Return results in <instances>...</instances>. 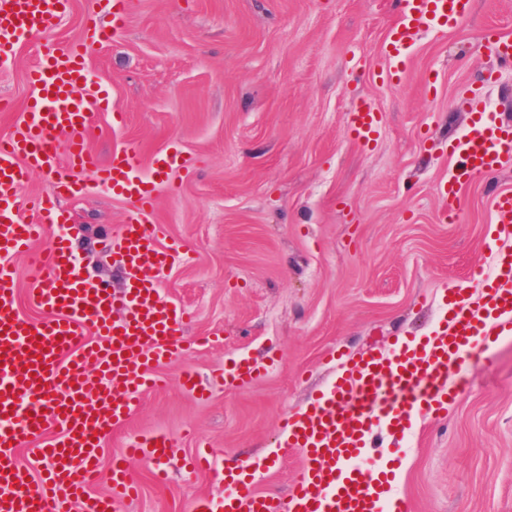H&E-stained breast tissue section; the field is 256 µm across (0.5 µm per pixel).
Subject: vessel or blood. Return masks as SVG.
Listing matches in <instances>:
<instances>
[{
  "label": "vessel or blood",
  "instance_id": "b4317fda",
  "mask_svg": "<svg viewBox=\"0 0 512 512\" xmlns=\"http://www.w3.org/2000/svg\"><path fill=\"white\" fill-rule=\"evenodd\" d=\"M68 7L69 0H0V56L12 53L27 31H52ZM399 8L384 43L396 74L421 28L460 27L472 0H400ZM110 37L92 21L81 41L46 49L30 74L36 93L22 123L0 139V512H125L140 494L128 474L129 458H160L172 450L167 437L146 435L112 456L102 453L105 438L140 395L161 384L154 365L181 359L190 346L183 335L189 312L158 288L160 272L186 250L178 242L160 246L149 219L158 179L190 166V157L165 151L146 167L139 150L128 146L102 164L86 146L95 114L112 106L104 87L88 85L87 58ZM456 106L471 121L451 146L457 162L441 186L452 204L473 175L496 172L512 158V126L488 112L481 89L465 92ZM380 123V113L364 103L349 112L347 133L366 143ZM87 168L131 207L125 224L101 239L124 273L117 290L84 276L73 249L80 229L58 204L86 192L79 173ZM35 171L51 178L53 191L34 200L41 219L32 224L17 205ZM492 212L512 235V194H495ZM29 252L41 272L30 300L48 312L37 321L20 313L9 267L13 256ZM495 261L479 295L449 292L448 313L430 335L368 352L310 406L285 416L283 448L302 458L289 512H381L393 472L368 455L371 434L385 428L401 435L413 418H437L464 393L476 357L512 334V250H500ZM255 372L243 359L220 378L241 387ZM29 445L43 464L36 475L18 457ZM252 468L248 460L227 468L223 499L200 500L197 512H278L274 500L257 491ZM105 470L112 487L94 493Z\"/></svg>",
  "mask_w": 512,
  "mask_h": 512
}]
</instances>
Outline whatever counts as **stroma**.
I'll return each mask as SVG.
<instances>
[{
	"label": "stroma",
	"mask_w": 512,
	"mask_h": 512,
	"mask_svg": "<svg viewBox=\"0 0 512 512\" xmlns=\"http://www.w3.org/2000/svg\"><path fill=\"white\" fill-rule=\"evenodd\" d=\"M100 0H71L50 33L23 34L0 59V137L23 116L28 71L45 44L79 39ZM394 0H130L128 24L94 48L89 67L110 93L88 137L100 160L127 145L144 159L175 148L194 165L157 187L160 241L190 255L161 278L163 295L186 307L187 338L213 337L176 363L160 364L164 388L141 394L105 454L138 435L169 438L173 454L132 461L141 494L127 512H194L224 495V466L250 460L260 492L286 503L299 454L281 456L285 413L305 409L365 350L428 335L450 288L490 274L501 240L491 197L512 191V162L463 188L453 219L439 192L449 146L467 127L455 106L483 87L491 112L512 123V68L484 38L512 37V0H474L464 25L424 31L399 79L387 81L382 41ZM496 81L483 85L488 72ZM359 101L382 112L375 140L349 138ZM87 193L59 205L81 227L87 273L119 279L103 233L125 223L124 199L84 173ZM474 366L460 400L435 421H412L399 444L390 495L409 512H512V335ZM240 359L260 371L242 388L214 372ZM192 367L210 389L198 400L179 383ZM212 451V470L185 462ZM167 485L153 478L156 468Z\"/></svg>",
	"instance_id": "obj_1"
}]
</instances>
